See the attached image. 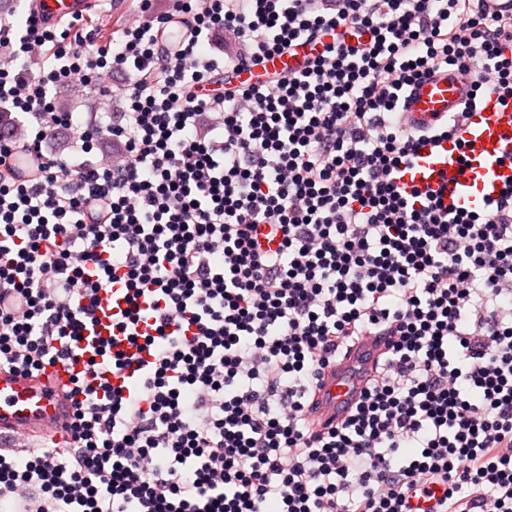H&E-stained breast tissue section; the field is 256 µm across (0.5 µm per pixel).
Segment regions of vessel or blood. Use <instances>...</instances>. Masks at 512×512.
<instances>
[{"instance_id":"1","label":"vessel or blood","mask_w":512,"mask_h":512,"mask_svg":"<svg viewBox=\"0 0 512 512\" xmlns=\"http://www.w3.org/2000/svg\"><path fill=\"white\" fill-rule=\"evenodd\" d=\"M92 4L93 0H40L38 8L63 22ZM303 61L300 53L275 55L261 67L232 72L230 78L235 84L253 83L263 73L293 69ZM472 82V76L450 69L423 78L406 94L400 108L403 129L418 133L446 122L468 101ZM465 129L462 150L466 163L457 162L455 155L460 149L451 141L422 147L401 172V185L436 196L451 209L477 210L512 185V105L494 97L484 99L471 112ZM120 303L117 293L103 295L95 327L99 336H108ZM388 343V337L367 336L343 349L315 391L313 416L319 423L341 420L358 399L366 376ZM82 369L79 363L60 362L47 366L44 375L36 379L0 372V432L12 437L32 432L56 434L69 406L63 387Z\"/></svg>"}]
</instances>
